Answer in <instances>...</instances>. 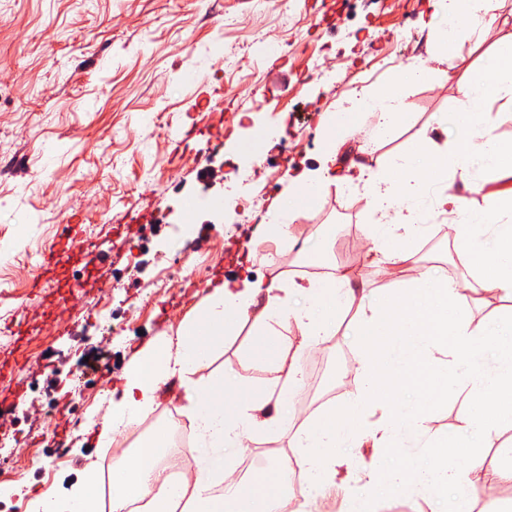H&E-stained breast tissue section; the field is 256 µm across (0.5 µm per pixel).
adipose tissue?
<instances>
[{"label": "adipose tissue", "mask_w": 512, "mask_h": 512, "mask_svg": "<svg viewBox=\"0 0 512 512\" xmlns=\"http://www.w3.org/2000/svg\"><path fill=\"white\" fill-rule=\"evenodd\" d=\"M499 3L431 0L433 16L442 21L441 36L445 39L456 37L462 25L477 32L486 20L494 18ZM426 75L420 64L409 63L382 96L361 95L351 109L381 111L388 125L405 123L410 115L405 110L403 87ZM459 89L470 119L462 124L450 153L437 155L431 139L421 137L401 163L404 175L399 183L384 188L378 182L367 181L377 211L401 234L393 241L376 226L367 231L366 240L380 264H413L409 242L420 230L406 222L403 211L407 203L428 199L433 209L454 213L452 234L469 278L454 281L421 270L382 305L368 303L364 289L340 271L310 286L267 281L259 276L224 282L213 290L200 316L184 327L177 342L166 341L135 355L123 374L120 395L112 400L111 416L96 432L97 445L110 444L123 423L153 410L162 387L176 376L188 402L186 411L202 439L192 450L193 463L183 468L176 484L165 483L159 490H152L145 475L166 446L163 433L152 435L114 464L110 512H123L133 500L144 501L146 512H171V500L182 497L189 498L193 512H267L269 504L283 493L281 474L288 461L275 458L250 483L237 481L226 466V456L242 449L245 441L263 433L288 434V446L306 465L311 489L317 492L329 478L319 461L348 443L356 411L369 404L384 410V420L370 434L375 443L415 440L424 435L421 416L452 385L471 391L472 432L488 436L512 428V344L498 356H483V333L470 325L461 309L475 279L512 300V142L491 135L488 109L489 104L501 99L512 103V42L500 44L486 66L469 74ZM473 163L491 173V188L481 205L471 208L460 204L449 209L447 194L430 186L428 172L444 178L453 165L466 178ZM480 225L492 229L494 246H486L480 239L476 232ZM349 307L357 310L360 345L355 364L364 384L345 404L326 409L319 426L289 433L291 417L281 411L280 403L301 380L299 357L318 349L329 336L337 311ZM242 320L252 321L262 332L292 321L301 336L292 352L284 347L264 348L272 373L265 391L243 398L228 411L224 408L222 383L196 386L187 374L223 345L227 326ZM395 359L403 362L402 371H391L390 363ZM405 385L414 386L420 396L418 406L411 410L399 399V390ZM475 472L481 479L479 490L460 497L455 512H473L478 496L490 495L503 483L512 482V448L489 465L468 439L460 438L438 446L436 462L428 468L412 472L396 469L385 476L371 470L355 512H368L373 490L381 479L404 485L409 494L434 499L448 488L470 485ZM220 483L229 486L228 495H212V487ZM38 503L44 512H103L99 476L95 470L85 469L69 497L57 498L49 490L39 495Z\"/></svg>", "instance_id": "adipose-tissue-1"}]
</instances>
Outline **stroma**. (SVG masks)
<instances>
[{"mask_svg":"<svg viewBox=\"0 0 512 512\" xmlns=\"http://www.w3.org/2000/svg\"><path fill=\"white\" fill-rule=\"evenodd\" d=\"M429 12L428 0H393L388 8L365 0H0V276L16 283L13 296L0 297V328L17 304H39L12 348L0 352V392L17 415L0 428L16 432L19 447H26L29 428L48 415L62 416L67 377L91 348L117 360L101 380L112 392L120 389L134 352L177 338L219 281L249 269L269 281L313 282L296 248L260 234V218L285 191L287 171H317L331 158L323 140L332 114L349 107L362 89L380 90L412 60L424 59L429 76L404 90L410 121L383 136L382 114L374 111L337 127L332 158L352 182L325 184L311 198H299L291 224L308 251L354 275L371 302L409 279L402 268L384 274L360 246L368 225L382 218L358 167L398 159L425 133L437 153L448 152L458 126V79L512 41V0H502L479 41L452 42L443 53L434 28L421 21ZM191 69L204 71L206 83H186ZM442 116L448 124L440 128ZM202 160L215 172L211 181L197 177ZM149 189L160 203L157 228L147 233L120 218ZM427 219L434 230L413 239L416 259L432 272L461 278L466 269L447 232L452 215L433 212ZM69 221L93 226L109 240L145 242L136 267H129L126 252L113 255L112 270L129 287L126 298L112 302L130 324L122 337L110 340L90 329L78 337L60 331L36 339L51 326L62 297L70 298L79 319L94 310L88 282L37 288L27 269V259L41 261L44 247ZM186 232L207 240L195 254L207 268L205 279L192 286L173 282L166 296L143 302L160 255L173 251ZM472 286L464 312L472 324L499 333L512 302L480 281ZM355 330L354 313L337 314L318 392L333 394L338 404L362 385L351 367L359 351ZM259 341L251 322L238 323L195 367L192 380L213 383L235 374L249 393L260 395L271 374ZM469 404L468 390L449 388L423 425L435 437L470 438L487 461H497L512 446V429L473 434ZM288 452L287 435H264L230 462L237 468L251 458L258 473ZM100 455L93 433H85L68 449L63 468L25 478L22 512H32L42 490L71 488L78 470L97 464ZM432 461L430 449L402 440L393 448L366 442L337 449L321 495L306 497L297 512H352L370 469H419ZM460 495L451 489L434 502L388 485L376 491L373 507L453 512Z\"/></svg>","mask_w":512,"mask_h":512,"instance_id":"stroma-1","label":"stroma"}]
</instances>
